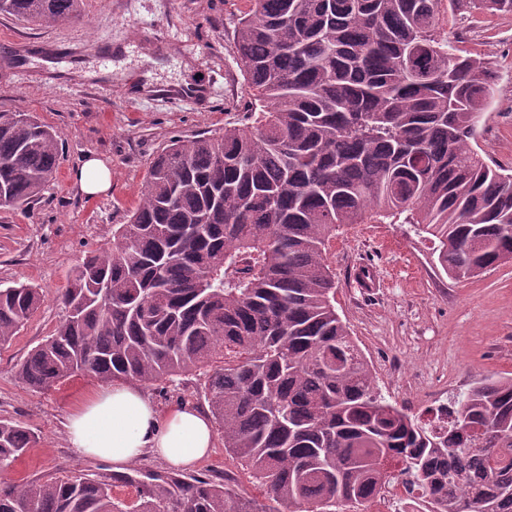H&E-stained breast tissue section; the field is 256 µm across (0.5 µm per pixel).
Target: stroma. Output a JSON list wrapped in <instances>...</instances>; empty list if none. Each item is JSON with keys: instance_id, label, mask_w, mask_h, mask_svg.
Segmentation results:
<instances>
[{"instance_id": "35a3bbf8", "label": "stroma", "mask_w": 512, "mask_h": 512, "mask_svg": "<svg viewBox=\"0 0 512 512\" xmlns=\"http://www.w3.org/2000/svg\"><path fill=\"white\" fill-rule=\"evenodd\" d=\"M249 7L250 0H86L82 19L53 28L0 17V58L8 61L0 68V111L35 113L62 144L56 178L40 198L26 210L0 212V283L33 284L43 299L0 350V420L36 436L1 478L111 473L106 462L75 456L66 435V417L91 377L33 392L17 383L14 367L63 319L59 297L72 270L88 251L111 243L153 158L171 139L220 133L239 119L248 89L230 44ZM442 27L460 54L488 57L497 71L479 143L510 170L512 15L446 16ZM91 153L112 169L111 192L95 198L73 179ZM325 258L336 311L390 403L419 416L483 377H512V263L455 279L413 225L386 222L340 228ZM365 264L375 287L360 285ZM189 472L224 473L233 491L260 495L220 439Z\"/></svg>"}]
</instances>
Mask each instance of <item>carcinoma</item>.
Masks as SVG:
<instances>
[{
	"label": "carcinoma",
	"mask_w": 512,
	"mask_h": 512,
	"mask_svg": "<svg viewBox=\"0 0 512 512\" xmlns=\"http://www.w3.org/2000/svg\"><path fill=\"white\" fill-rule=\"evenodd\" d=\"M85 0H0L32 26ZM512 13V0H251L231 49L248 88L224 132L174 139L112 243L75 267L65 319L14 367L45 391L77 375L153 386L199 372V397L268 503L227 478L61 473L0 480V512H346L409 479L432 512H512V377L449 402L433 431L386 401L333 304L326 243L344 224H412L455 278L512 260V173L479 150L497 84L440 16ZM56 131L0 112V209L54 180ZM41 304L0 287V347ZM36 442L0 421V469ZM138 484L135 501L113 482Z\"/></svg>",
	"instance_id": "carcinoma-1"
}]
</instances>
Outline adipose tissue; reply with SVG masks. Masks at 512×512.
Returning a JSON list of instances; mask_svg holds the SVG:
<instances>
[{"label": "adipose tissue", "instance_id": "ef3b65f1", "mask_svg": "<svg viewBox=\"0 0 512 512\" xmlns=\"http://www.w3.org/2000/svg\"><path fill=\"white\" fill-rule=\"evenodd\" d=\"M74 180L88 197L112 189V172L96 156L82 161ZM66 429L78 456L104 460L118 470L148 453L186 468L203 459L214 444L207 415L187 406L160 414L141 388L130 383L85 388L71 408Z\"/></svg>", "mask_w": 512, "mask_h": 512}]
</instances>
